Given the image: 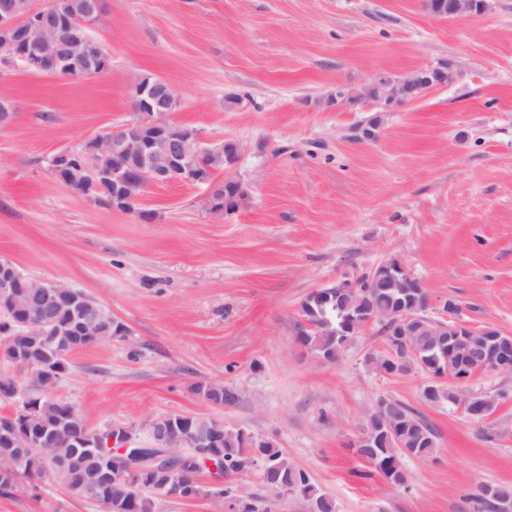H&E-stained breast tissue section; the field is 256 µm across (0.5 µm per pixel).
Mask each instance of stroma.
<instances>
[{
	"label": "stroma",
	"instance_id": "stroma-1",
	"mask_svg": "<svg viewBox=\"0 0 512 512\" xmlns=\"http://www.w3.org/2000/svg\"><path fill=\"white\" fill-rule=\"evenodd\" d=\"M93 36L112 55L89 82L0 65V257L24 274L81 290L129 334L71 356L55 389L88 426L131 429L191 413L272 442L336 512H470L479 485L512 486V375L479 373L467 389L500 395L473 422L427 404L425 373L385 376L370 363L376 327L336 361L297 349L301 300L398 258L430 298L455 299L472 324L512 336V0L446 20L426 0H103ZM448 58L461 72L419 100L334 109L337 87L403 75ZM166 78L172 118L212 143L240 142L235 208L207 210L204 185L146 190L151 219L87 199L51 173L63 149L133 121L132 81ZM374 138L362 135L363 129ZM217 381L220 409L194 390ZM417 410L437 452L408 458L406 485L362 478L349 439L377 400ZM0 512H100L55 485L0 497Z\"/></svg>",
	"mask_w": 512,
	"mask_h": 512
}]
</instances>
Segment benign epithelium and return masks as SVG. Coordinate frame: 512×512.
<instances>
[{"label": "benign epithelium", "mask_w": 512, "mask_h": 512, "mask_svg": "<svg viewBox=\"0 0 512 512\" xmlns=\"http://www.w3.org/2000/svg\"><path fill=\"white\" fill-rule=\"evenodd\" d=\"M488 8V0H452L451 19H467L478 16ZM36 10L31 0H11L0 7V57L21 64L27 71L52 75L60 70L68 72V78L88 82L110 67V56L103 45L95 52H88L89 32L101 25L103 8L101 0H88L84 11L78 15H59L51 22L28 24L26 20ZM448 69V79L459 74L457 63L440 59L434 64L407 73L397 80L388 73L378 74L366 85L368 98L378 105L390 108L417 99L429 86L430 76ZM131 98L137 119L131 123L108 127L87 141L79 150H61L53 157V166L58 169L68 164L76 155L80 159L81 182L84 195L102 188V182H112V208L146 219L148 212L141 209V199L148 187L155 184H205L209 193L207 209L222 214L226 207L217 193L218 184L212 173L219 165L228 169L234 166L240 155V146L233 140L212 144L199 129L175 122L169 113L170 107L179 101L175 88L166 80L157 77L139 76L131 87ZM368 275L392 288H424L417 278L396 258H391L372 267ZM358 279L339 278L314 291L313 296L325 301H338L346 294L356 292ZM69 305L74 319L69 325L60 326L54 317L56 308ZM347 319L341 335L360 331L373 323L388 327L392 341L383 347V355L375 359L374 366L385 375L396 373L400 356L418 357L438 347L446 348L454 358L453 365L441 366L436 361L421 364L429 376L424 391L437 388L439 379L448 377L457 382L466 378L462 371L498 372L511 369L507 364L512 336L498 338L500 332L492 325L475 327L462 318V307L448 299V309L438 319L429 318L427 324L414 309L400 304L387 309H376L362 295L356 307L345 305ZM0 309L22 319L37 336H48L50 341L41 348L47 358L59 356L70 346L75 336L127 335L125 324L112 317V311L87 294L69 286L41 282L21 274L6 259H0ZM316 330L315 324L297 316L294 335L297 348L306 352L303 337ZM221 398L212 405L222 408L237 398V393L220 382H210ZM495 397L483 393L454 395L451 405L460 409L471 421L487 417ZM26 411L8 416L0 421V436L10 439L19 448H33L40 438H29L26 434ZM417 424L403 418H390L383 423L381 435L389 442L406 447L411 429ZM152 445L135 448L130 445V432L124 427L111 429L108 440L100 433H90L81 447L94 452L108 446L119 449L128 457L126 482L133 481L143 471L161 472L172 476L187 463L209 468L210 481L197 482L199 488L186 499L191 500L224 488V473L217 462L222 455L211 452V448L224 442L226 427L215 419L205 420L194 415L177 414L157 417L148 425ZM375 438L373 417H365L359 431L352 437L349 447L368 443ZM185 448H203L205 452L184 457ZM224 512H248L253 508L262 512L256 499L238 490L231 495H220Z\"/></svg>", "instance_id": "obj_1"}]
</instances>
